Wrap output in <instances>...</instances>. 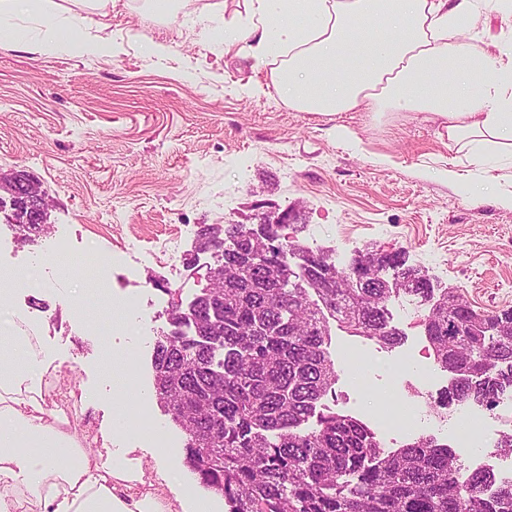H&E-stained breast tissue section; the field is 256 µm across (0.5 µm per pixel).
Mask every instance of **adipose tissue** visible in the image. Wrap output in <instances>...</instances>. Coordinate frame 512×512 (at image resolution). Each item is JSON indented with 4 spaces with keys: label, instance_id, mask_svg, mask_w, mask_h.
<instances>
[{
    "label": "adipose tissue",
    "instance_id": "1",
    "mask_svg": "<svg viewBox=\"0 0 512 512\" xmlns=\"http://www.w3.org/2000/svg\"><path fill=\"white\" fill-rule=\"evenodd\" d=\"M492 0H249L251 20L225 24V47L279 59L271 77L304 112L398 109L438 122L447 146L484 169L491 153L512 158V51L490 54L460 40L477 2ZM39 18L46 36L14 24ZM90 15L55 0H0V42L54 52L108 55L110 40ZM512 198L487 174L470 193ZM23 362L0 360V512H211L208 499L165 500L120 458L78 449L66 420L37 392L48 354L21 335Z\"/></svg>",
    "mask_w": 512,
    "mask_h": 512
}]
</instances>
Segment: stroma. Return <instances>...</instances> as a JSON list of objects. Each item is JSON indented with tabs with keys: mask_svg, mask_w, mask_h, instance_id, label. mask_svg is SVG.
Listing matches in <instances>:
<instances>
[{
	"mask_svg": "<svg viewBox=\"0 0 512 512\" xmlns=\"http://www.w3.org/2000/svg\"><path fill=\"white\" fill-rule=\"evenodd\" d=\"M247 13L246 0H180L163 22L144 0H114L102 32L112 55H40L0 43V172L40 183L50 226L40 243L24 244L0 220V263L30 269L27 287L0 301V330L19 313L37 318L59 377L44 396L63 393L83 447L126 399L122 379L104 378V355L134 360L136 388L147 395L141 410L164 432L181 487L199 495L183 465L184 435L154 395L152 354L170 290L187 303L208 284L214 260L196 249L200 225L288 212V235L336 265L358 250L400 249L435 287L462 289L482 309L512 307V205L458 185L437 123L422 115L302 112L273 86L269 64L201 43L203 29ZM478 27L487 51L511 48L512 0L481 11ZM155 44L166 53L150 54ZM58 238L71 261H40ZM92 253L111 258L104 276L125 305L108 332L95 316L79 323L72 315L94 274L76 263ZM389 310L403 334L396 347L332 329L331 410L370 422L407 398L385 380L391 362L433 361L422 326H409L397 303ZM119 446L144 480L161 483L152 441L132 434Z\"/></svg>",
	"mask_w": 512,
	"mask_h": 512,
	"instance_id": "35a3bbf8",
	"label": "stroma"
}]
</instances>
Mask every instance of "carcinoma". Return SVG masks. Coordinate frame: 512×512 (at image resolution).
Masks as SVG:
<instances>
[{"instance_id":"obj_1","label":"carcinoma","mask_w":512,"mask_h":512,"mask_svg":"<svg viewBox=\"0 0 512 512\" xmlns=\"http://www.w3.org/2000/svg\"><path fill=\"white\" fill-rule=\"evenodd\" d=\"M23 237L47 233L16 214ZM203 224L198 250L224 243L222 288H203L183 307L171 302L170 330L156 337L155 396L185 434L184 464L228 512H512V483L489 471L466 473L454 451L431 435L389 451L363 422L318 406L335 393L336 367L325 347L330 321L386 348L401 341L388 304L405 294L424 306L422 325L437 366L453 374L435 407L493 408L512 390V309L481 311L456 288H434L405 252L359 254L364 284L329 256L267 225ZM291 252L319 256L306 287ZM393 271L387 280L383 272ZM316 418L309 427L310 418Z\"/></svg>"}]
</instances>
